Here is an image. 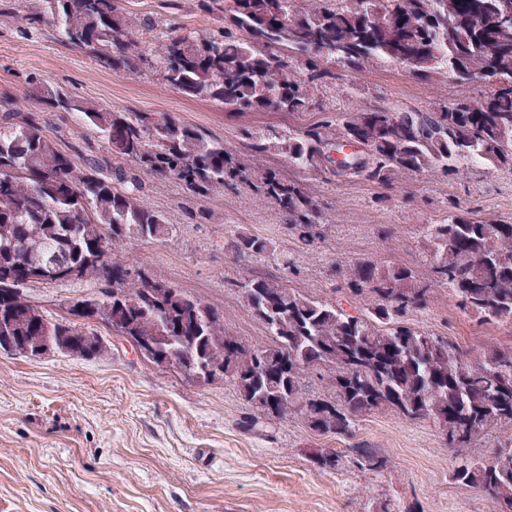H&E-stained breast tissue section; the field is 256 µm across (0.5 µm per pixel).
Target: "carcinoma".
<instances>
[{
	"label": "carcinoma",
	"instance_id": "carcinoma-1",
	"mask_svg": "<svg viewBox=\"0 0 512 512\" xmlns=\"http://www.w3.org/2000/svg\"><path fill=\"white\" fill-rule=\"evenodd\" d=\"M44 2L45 9L22 19L33 27L50 23L60 41L100 56L116 73L154 69L171 90L218 102L226 112L301 114L314 90L403 53L415 80L479 79L492 89L475 107L460 98L412 122L395 107L360 105L286 134L252 135L250 152L275 145L288 162V173L269 169L254 179L224 141L196 126L152 112L110 111L29 73L26 98H0V353L15 352L18 336L41 335L38 322L46 321L53 335L70 338L73 356L100 357L78 322L48 320L39 310L32 319L6 316L27 302L22 269L42 270L41 281L49 283L80 279L100 265L110 280L79 302L112 304V325L131 336L169 327L165 349L223 367L222 378L265 418L299 413L320 435L347 436L359 416L391 410L432 421L455 447L495 427L512 429V345L475 355L408 325L434 287L448 289L481 323L512 325V224L480 218L454 197L448 222L422 229L428 282L391 261L362 259L347 272L342 301L305 296L271 279L244 285L247 309L271 337L253 348L228 335L211 306L164 282L134 279L112 261L131 239L162 241L173 233L162 214L138 200L145 175L171 179L198 198L248 183L310 244L322 232L323 212L303 184L306 172L382 187L398 174L436 173L452 181L471 162L512 173V0H344L337 8H303L300 0H196L224 28L200 34L168 27L159 44L146 41L134 51L119 0ZM56 110L96 128L112 156L109 172L95 158L75 171L43 131L44 113ZM341 138L365 150L336 168L331 151ZM234 248L253 256L269 245L245 235ZM365 295L369 306L355 305ZM318 364L332 368L333 401L303 395L300 372ZM351 453L372 470L384 466L366 445ZM339 462L330 449L313 459L325 470ZM451 478L487 495L491 512H512V438L489 460L458 458Z\"/></svg>",
	"mask_w": 512,
	"mask_h": 512
}]
</instances>
